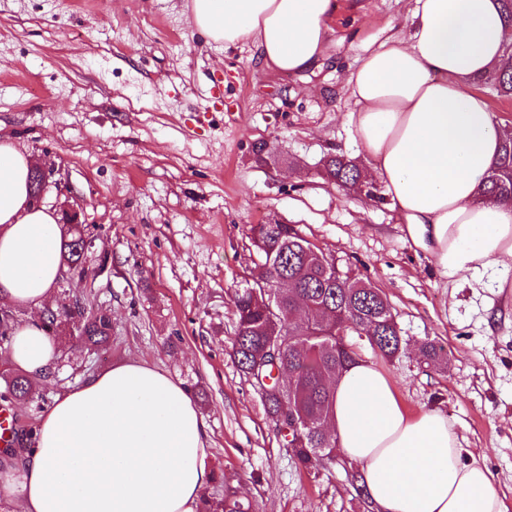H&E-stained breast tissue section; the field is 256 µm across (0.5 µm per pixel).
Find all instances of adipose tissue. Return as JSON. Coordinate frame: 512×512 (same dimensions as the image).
Wrapping results in <instances>:
<instances>
[{"mask_svg": "<svg viewBox=\"0 0 512 512\" xmlns=\"http://www.w3.org/2000/svg\"><path fill=\"white\" fill-rule=\"evenodd\" d=\"M338 0H191L195 27L214 42L252 44L278 75L319 67ZM500 0H415L398 37L367 44L345 90L368 157L415 244L442 276L498 267L512 286V204L478 189L507 131L469 83L512 61ZM29 157L0 142V296L51 301L60 272L54 211L29 199ZM59 343L38 318L15 331L8 364L47 372ZM330 429L357 463L381 512H504L491 470L446 414H410L390 378L356 361L335 381ZM206 425L183 387L161 370L121 361L58 395L41 416L20 478L0 497L20 512H200L212 479Z\"/></svg>", "mask_w": 512, "mask_h": 512, "instance_id": "1", "label": "adipose tissue"}]
</instances>
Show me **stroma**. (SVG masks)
I'll use <instances>...</instances> for the list:
<instances>
[{
  "instance_id": "obj_1",
  "label": "stroma",
  "mask_w": 512,
  "mask_h": 512,
  "mask_svg": "<svg viewBox=\"0 0 512 512\" xmlns=\"http://www.w3.org/2000/svg\"><path fill=\"white\" fill-rule=\"evenodd\" d=\"M185 4L0 0V140L52 169L44 205L76 208L110 257L72 290L111 309L112 344L65 342L47 400L115 361L146 362L195 394L208 495L228 484L256 512H379L340 466L295 463L232 356L230 295L260 272L249 228L277 220L386 295L405 352L389 361L362 341L361 358L409 412L447 413L512 512V296L492 269L441 277L383 186L353 195L321 174L331 154L367 168L344 85L364 41L398 34L413 0H342L328 59L303 76L210 41Z\"/></svg>"
}]
</instances>
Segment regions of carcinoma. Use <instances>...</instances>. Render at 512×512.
<instances>
[{"label": "carcinoma", "instance_id": "1", "mask_svg": "<svg viewBox=\"0 0 512 512\" xmlns=\"http://www.w3.org/2000/svg\"><path fill=\"white\" fill-rule=\"evenodd\" d=\"M497 89L512 95V69L501 68L492 76ZM323 175L348 193H360V168L343 155H331L323 164ZM481 194L495 202L512 201V137H505L499 157L488 173ZM261 238L252 241L267 263L263 282L248 283L231 294L235 308L232 355L247 379L256 376V364L267 344H280L278 362L288 381L273 376V368L263 370L270 383L261 398L272 422L288 407L305 424V444L292 449L297 463L306 468L318 462L340 464L342 454L328 429L334 398L332 381L346 365L358 357L354 339L366 337L369 346L391 360L405 350L390 304L382 291L358 276L338 274L326 266L317 252L321 248L305 238L293 225L269 222L260 225ZM81 230L68 228L61 237L59 262L66 269L84 274ZM275 305L279 315L271 317ZM345 319L346 344L336 343V320ZM42 326L52 335H63L76 325L77 336L92 349L106 348L112 341V316L92 309L69 290L61 291L53 306L40 311ZM18 325L17 311L0 297V345L11 343ZM0 400L4 402L45 401L43 383L0 364ZM203 512H251L229 485L220 498L203 496Z\"/></svg>", "mask_w": 512, "mask_h": 512}]
</instances>
